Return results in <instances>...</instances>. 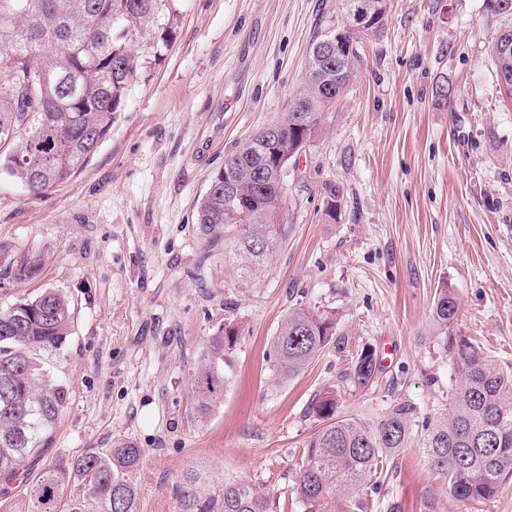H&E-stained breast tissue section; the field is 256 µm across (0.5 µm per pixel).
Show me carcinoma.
<instances>
[{"mask_svg":"<svg viewBox=\"0 0 512 512\" xmlns=\"http://www.w3.org/2000/svg\"><path fill=\"white\" fill-rule=\"evenodd\" d=\"M157 0H0V170L19 180L33 195L70 179L98 150L112 128L125 90L137 69L134 43L154 21ZM388 15L369 29L351 30L341 59L320 70L307 62L306 76L288 106L301 112L306 126L285 120L253 135L209 176L195 224L209 243L220 239L224 264L241 283L250 280L273 251L282 219L288 173L274 162L276 152L296 150L317 136L330 111L358 70L357 44L378 34ZM499 32L490 54L495 67L512 70V50L501 49ZM235 184L238 198L225 192ZM39 252L10 260L7 274L26 280L42 268ZM458 311L454 293H436L432 331L460 375L448 415L428 434L430 466L448 476L451 497L467 509L492 499L512 478V373H494L480 348L450 332ZM73 311L59 291L47 288L0 311V512L12 510L15 490L24 486V512H58L70 482L79 478L89 497L70 500L68 512H87L88 499L101 512H135L136 488L129 474L141 450L122 444L106 456L86 452L47 465L34 477L19 478L25 458L44 449L66 407L63 383L46 380L45 360L62 353L71 336ZM235 317L208 338L190 377L200 415L224 396V359L237 344ZM341 349L336 314L300 305L288 311L273 337L274 372L290 379L329 347ZM372 351L356 353L348 380L365 386L378 379ZM335 391L318 395L308 415L319 428L302 445L294 492L305 512H366L367 497L378 487L385 463L405 446L414 408L393 406L376 425L337 412ZM179 512H278L281 497L271 499L245 481H215L207 472H185L178 487Z\"/></svg>","mask_w":512,"mask_h":512,"instance_id":"obj_1","label":"carcinoma"}]
</instances>
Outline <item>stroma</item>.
<instances>
[{"label": "stroma", "instance_id": "1", "mask_svg": "<svg viewBox=\"0 0 512 512\" xmlns=\"http://www.w3.org/2000/svg\"><path fill=\"white\" fill-rule=\"evenodd\" d=\"M340 0H160L134 45L137 71L86 166L35 196L0 171V270L40 251L42 270L0 277V310L43 289L74 311L48 366L69 401L44 464L122 443L141 449L136 512H178L196 467L293 496L315 395L373 425L415 408L367 512H465L428 465L429 424L458 373L431 334L436 290L459 302L456 334L512 372V100L489 48L511 23L485 0H390L384 30L297 160L289 162L279 246L247 284L195 226L210 174L287 111L315 37L341 24ZM335 216H327L329 200ZM335 311L345 353L326 349L276 379L271 342L297 305ZM233 310L242 338L224 395L195 412L189 375ZM372 349L377 384L348 385L351 350Z\"/></svg>", "mask_w": 512, "mask_h": 512}]
</instances>
